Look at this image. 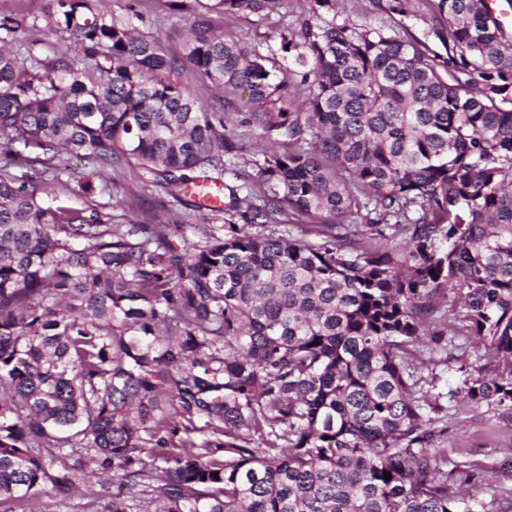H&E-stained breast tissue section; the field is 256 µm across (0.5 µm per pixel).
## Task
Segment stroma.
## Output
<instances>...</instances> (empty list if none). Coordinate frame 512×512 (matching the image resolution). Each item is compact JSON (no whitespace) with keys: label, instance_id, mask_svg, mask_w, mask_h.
Listing matches in <instances>:
<instances>
[{"label":"stroma","instance_id":"stroma-1","mask_svg":"<svg viewBox=\"0 0 512 512\" xmlns=\"http://www.w3.org/2000/svg\"><path fill=\"white\" fill-rule=\"evenodd\" d=\"M172 0H105L115 19L132 20L138 30L154 38L167 55L179 56L182 38L189 21V9L172 7ZM302 0H284L280 12L264 21L249 16H214L213 24L225 33L244 39L250 47L267 54L280 49L278 33L282 27L299 28L304 17ZM49 0H0V15L22 21L18 43L40 42L43 53L52 57L64 51L65 43L45 27L42 18ZM322 21L349 22L358 26L397 30L409 34L447 61L448 47L441 36L445 27L436 18L428 0H338L335 10L322 12ZM61 170L54 182L58 204L71 209H97L111 214L116 224H158L180 220L192 210V198L175 196L148 182L142 171L125 165L97 174L86 161L61 155L56 160ZM93 183L95 193H86L85 183ZM454 345L448 366L437 367L438 387L459 388L465 373L485 363L484 350L474 338L449 333ZM442 447L448 450L449 464L474 473L478 479V498L492 502L500 489H512V428L504 427L492 413L471 411L466 402H452L448 410V432Z\"/></svg>","mask_w":512,"mask_h":512}]
</instances>
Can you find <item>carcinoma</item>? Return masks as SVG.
I'll use <instances>...</instances> for the list:
<instances>
[{
	"label": "carcinoma",
	"instance_id": "cac0c4a2",
	"mask_svg": "<svg viewBox=\"0 0 512 512\" xmlns=\"http://www.w3.org/2000/svg\"><path fill=\"white\" fill-rule=\"evenodd\" d=\"M100 2L50 0L51 59L0 16V506L66 498L89 467L106 512H488L438 440L460 395L512 426V35L482 0H431L444 69L346 23L285 26L266 55L210 14L284 0H194L175 58ZM239 127L271 145L252 176ZM63 153L179 191L229 174L242 223L179 249L183 224L55 205ZM287 211L328 223L293 236ZM451 293L497 370L435 393L417 361L448 365ZM196 420L205 438L176 445ZM177 78L195 95L208 109H224V90L218 89L204 80L194 71L186 68L179 71Z\"/></svg>",
	"mask_w": 512,
	"mask_h": 512
}]
</instances>
